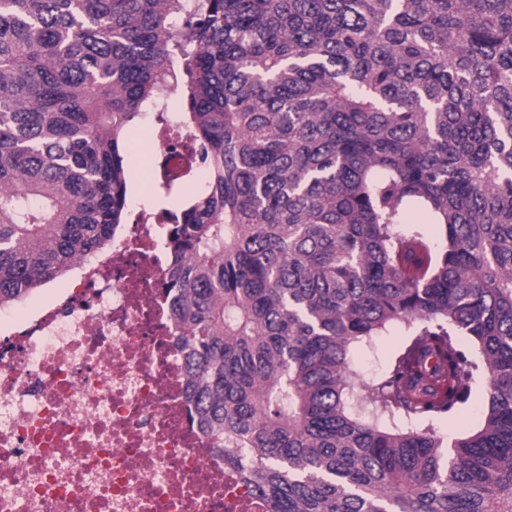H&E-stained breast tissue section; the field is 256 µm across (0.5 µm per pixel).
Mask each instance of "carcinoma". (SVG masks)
Segmentation results:
<instances>
[{"instance_id": "obj_1", "label": "carcinoma", "mask_w": 512, "mask_h": 512, "mask_svg": "<svg viewBox=\"0 0 512 512\" xmlns=\"http://www.w3.org/2000/svg\"><path fill=\"white\" fill-rule=\"evenodd\" d=\"M181 93L167 212L189 399L272 512H512V0H0V308L125 223L130 127ZM441 229L433 249L400 225ZM423 327L351 417L349 346ZM415 327L403 323L387 325L375 335L364 337L350 346L349 365L355 374L356 387L347 399V409L353 416L377 424L383 429L397 432L409 429L427 431L443 440L444 446L456 437L479 430L487 413L488 373L483 365L477 345L467 336H452L457 348L469 361L476 364L473 370L470 392L465 402L458 404L448 414L423 418H409L403 412L393 416L375 417L369 408L356 403V393L383 379L396 359L411 343Z\"/></svg>"}]
</instances>
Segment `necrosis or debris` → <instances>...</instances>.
I'll return each instance as SVG.
<instances>
[{"label": "necrosis or debris", "mask_w": 512, "mask_h": 512, "mask_svg": "<svg viewBox=\"0 0 512 512\" xmlns=\"http://www.w3.org/2000/svg\"><path fill=\"white\" fill-rule=\"evenodd\" d=\"M151 139L149 186L189 188L200 160L180 119ZM130 218L47 304L0 318V512H271L187 399L170 219Z\"/></svg>", "instance_id": "necrosis-or-debris-1"}]
</instances>
